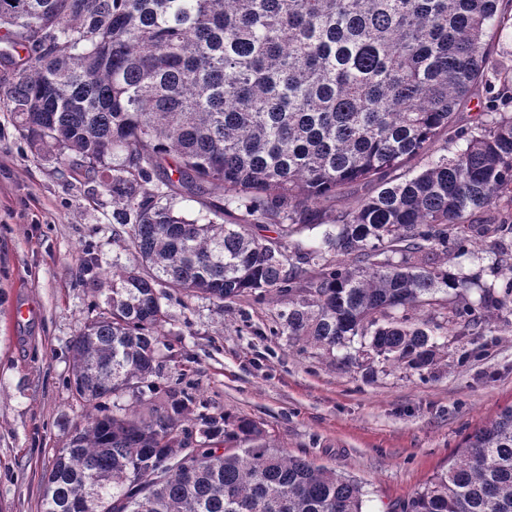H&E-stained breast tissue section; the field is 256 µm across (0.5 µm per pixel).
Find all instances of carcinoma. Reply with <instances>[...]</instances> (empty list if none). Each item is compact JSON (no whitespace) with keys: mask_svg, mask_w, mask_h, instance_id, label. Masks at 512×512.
Listing matches in <instances>:
<instances>
[{"mask_svg":"<svg viewBox=\"0 0 512 512\" xmlns=\"http://www.w3.org/2000/svg\"><path fill=\"white\" fill-rule=\"evenodd\" d=\"M508 32L512 0H0L18 132L99 177L134 259L87 281L105 306L72 341L69 384L94 413L54 450L38 512H363L356 479L162 386L159 286L272 295L281 334L358 342L346 358L369 373L428 372L447 356L437 331L512 312V254L500 284L441 260L451 242L479 262L478 239L512 235V64L492 51ZM477 85L488 97L456 131ZM444 136L455 149L415 170ZM365 184L351 209L323 208ZM177 191L211 200L189 220L162 205ZM470 289L483 321L448 298ZM127 391L146 410L108 406ZM401 512H512V404Z\"/></svg>","mask_w":512,"mask_h":512,"instance_id":"obj_1","label":"carcinoma"}]
</instances>
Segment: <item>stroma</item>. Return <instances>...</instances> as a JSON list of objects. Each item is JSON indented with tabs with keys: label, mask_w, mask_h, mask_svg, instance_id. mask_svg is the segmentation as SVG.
Masks as SVG:
<instances>
[{
	"label": "stroma",
	"mask_w": 512,
	"mask_h": 512,
	"mask_svg": "<svg viewBox=\"0 0 512 512\" xmlns=\"http://www.w3.org/2000/svg\"><path fill=\"white\" fill-rule=\"evenodd\" d=\"M112 196L35 154L0 103V512H38L41 476L85 410L66 384L69 345L94 301L85 282L131 260L112 242ZM95 253L97 267L84 266ZM168 385L208 412L263 422L279 446L349 473L365 512L400 508L463 436L512 404V314L477 335L441 336L426 374L378 363L364 376L333 352L279 334L282 307L245 296L217 305L163 291Z\"/></svg>",
	"instance_id": "1"
}]
</instances>
